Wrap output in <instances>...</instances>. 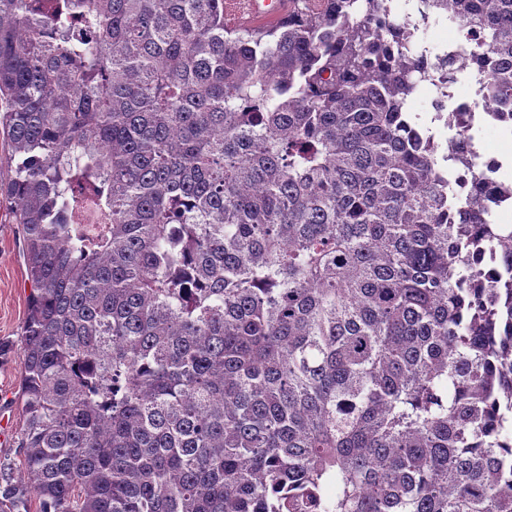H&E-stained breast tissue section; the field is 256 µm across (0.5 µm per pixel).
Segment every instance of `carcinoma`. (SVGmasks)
I'll list each match as a JSON object with an SVG mask.
<instances>
[{"mask_svg": "<svg viewBox=\"0 0 512 512\" xmlns=\"http://www.w3.org/2000/svg\"><path fill=\"white\" fill-rule=\"evenodd\" d=\"M0 0L28 512H512V225L387 0ZM478 32L512 126V0ZM290 0H244L235 1L226 8L227 19L238 25L245 21L264 23L268 20L283 18L288 12Z\"/></svg>", "mask_w": 512, "mask_h": 512, "instance_id": "carcinoma-1", "label": "carcinoma"}]
</instances>
